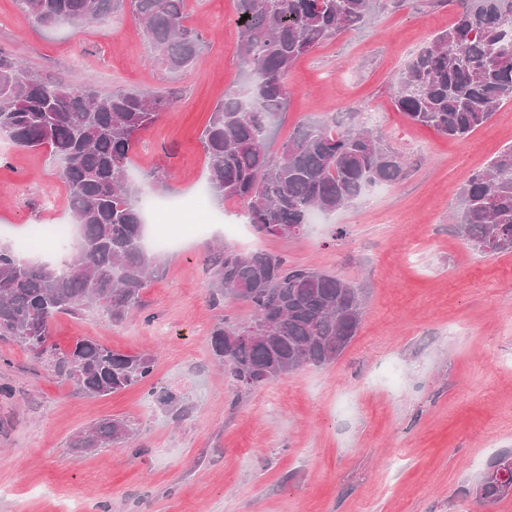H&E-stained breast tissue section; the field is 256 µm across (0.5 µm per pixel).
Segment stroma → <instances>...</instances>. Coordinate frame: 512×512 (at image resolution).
<instances>
[{
  "label": "stroma",
  "mask_w": 512,
  "mask_h": 512,
  "mask_svg": "<svg viewBox=\"0 0 512 512\" xmlns=\"http://www.w3.org/2000/svg\"><path fill=\"white\" fill-rule=\"evenodd\" d=\"M203 48L169 72L131 14L79 29L33 26L0 0V53L49 80L103 92H165L171 107L142 132L126 164L165 175L159 224L181 231L144 306L114 325L95 311L58 316L59 349L90 338L155 357L151 382L89 398L49 360L0 339V512H512V493L481 504L476 487L495 457L512 455V252L469 248L455 229L467 177L512 144V102L469 138L411 123L393 105L404 64L453 18L427 0H379L369 24L296 61L275 139L333 121L380 135L405 162L401 178L320 218L300 238L257 235L241 204L216 210L203 193L200 134L242 82L235 0H185ZM224 221L208 235L189 227ZM71 221L69 191L47 149L0 138V244L35 224ZM243 252L336 274L361 288L365 316L339 359L233 390L210 332L235 302L213 306L200 257L221 241ZM167 388L185 405L165 412ZM103 418L135 431L123 446L74 452V436Z\"/></svg>",
  "instance_id": "35a3bbf8"
}]
</instances>
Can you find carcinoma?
<instances>
[{"instance_id": "cac0c4a2", "label": "carcinoma", "mask_w": 512, "mask_h": 512, "mask_svg": "<svg viewBox=\"0 0 512 512\" xmlns=\"http://www.w3.org/2000/svg\"><path fill=\"white\" fill-rule=\"evenodd\" d=\"M25 18L44 29L105 22L130 11L170 71L189 68L201 47L187 24L184 0H18ZM376 0H236L244 84L211 112L200 140L208 160V192L217 205L239 201L264 236L293 238L315 213L353 203L370 186L393 183L403 161L382 137L334 125L301 126L279 148L275 131L288 110V72L296 60L337 35L364 27ZM452 23L402 69L393 104L414 124L464 140L512 101V0H451ZM247 19H242V16ZM170 105L163 95L103 93L91 85L44 80L0 54V136L30 149L47 146L70 190L76 240L62 265L32 262L0 246V338L38 355L49 353L65 380L91 397L119 393L149 380L154 359L84 339L66 352L49 346L59 314L85 309L118 324L141 306L142 291L164 264L144 244V200L162 187L149 174L142 191L126 175L138 135ZM456 229L483 254L512 242V145L470 174L459 191ZM207 288L216 304L243 302L246 320L224 316L213 327L215 363L238 389H250L305 365L335 362L360 327V289L334 274L290 266L276 253L209 248ZM177 414L181 399L150 391ZM130 425L103 419L79 433L72 448L93 452L123 444ZM505 494L485 478L479 499Z\"/></svg>"}]
</instances>
